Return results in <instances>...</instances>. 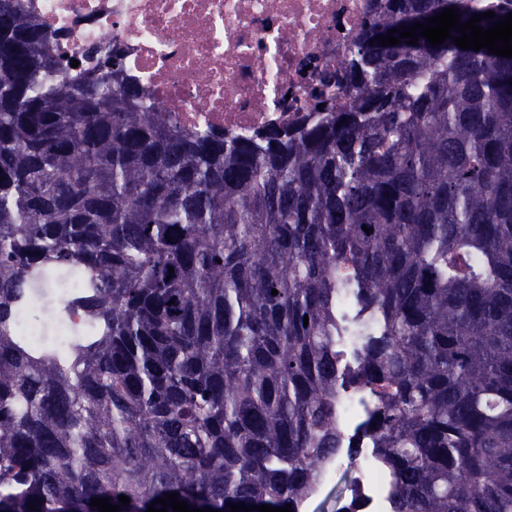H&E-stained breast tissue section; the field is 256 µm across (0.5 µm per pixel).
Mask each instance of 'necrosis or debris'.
<instances>
[{
	"mask_svg": "<svg viewBox=\"0 0 512 512\" xmlns=\"http://www.w3.org/2000/svg\"><path fill=\"white\" fill-rule=\"evenodd\" d=\"M59 54L120 53L127 81L186 131L251 135L310 111L322 71L342 65L380 0H17ZM373 408L336 401L343 443ZM351 496L357 512H387L390 478L369 442Z\"/></svg>",
	"mask_w": 512,
	"mask_h": 512,
	"instance_id": "necrosis-or-debris-1",
	"label": "necrosis or debris"
}]
</instances>
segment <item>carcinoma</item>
I'll return each instance as SVG.
<instances>
[{"label":"carcinoma","instance_id":"cac0c4a2","mask_svg":"<svg viewBox=\"0 0 512 512\" xmlns=\"http://www.w3.org/2000/svg\"><path fill=\"white\" fill-rule=\"evenodd\" d=\"M472 2L383 0L345 97L238 137L181 131L116 54L42 84L61 59L0 0V512H296L344 387L391 512H512V57L377 42L512 13ZM61 280L34 317L69 344L15 335Z\"/></svg>","mask_w":512,"mask_h":512}]
</instances>
